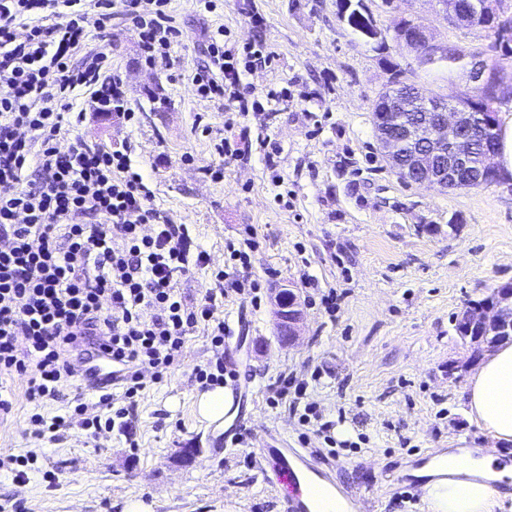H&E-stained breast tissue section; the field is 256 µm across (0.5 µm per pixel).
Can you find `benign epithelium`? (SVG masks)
Returning <instances> with one entry per match:
<instances>
[{
  "mask_svg": "<svg viewBox=\"0 0 512 512\" xmlns=\"http://www.w3.org/2000/svg\"><path fill=\"white\" fill-rule=\"evenodd\" d=\"M438 5L453 27L477 26L488 16L507 19L502 0H478L471 8L460 5L459 0H439ZM415 46L428 52L447 48L424 24L417 30ZM420 97L419 101L404 97L387 105L376 124L378 150L392 172L404 181L440 190L484 184L497 169L490 153L475 161V143L493 130L491 107L477 109L436 94L422 93ZM420 103L425 107L424 118L412 122L409 111ZM274 316L278 330L296 342L303 311L292 290L281 288L275 294ZM455 328L474 358L511 337L512 284L494 289L477 308L465 307L456 316Z\"/></svg>",
  "mask_w": 512,
  "mask_h": 512,
  "instance_id": "benign-epithelium-1",
  "label": "benign epithelium"
}]
</instances>
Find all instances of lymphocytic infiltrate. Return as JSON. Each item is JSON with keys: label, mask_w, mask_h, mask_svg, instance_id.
<instances>
[{"label": "lymphocytic infiltrate", "mask_w": 512, "mask_h": 512, "mask_svg": "<svg viewBox=\"0 0 512 512\" xmlns=\"http://www.w3.org/2000/svg\"><path fill=\"white\" fill-rule=\"evenodd\" d=\"M170 0H122L145 65L169 66L179 36ZM112 0H0V380L23 375L24 396L42 405L79 377L80 360L101 353L116 366L120 396L98 390L104 420L116 400L134 401L144 371L163 379L187 336L204 329L215 347L233 330L217 314L225 295L254 299L258 280L248 253L227 243L213 286L187 303L175 282L189 266L206 268V251L191 252L183 225L151 203L127 150L69 137V98L100 79L103 48L73 55L88 27L105 33ZM224 27L209 34L212 74L196 79L206 99L247 116L253 93L245 77L270 62L262 44L227 45ZM25 350H18V338Z\"/></svg>", "instance_id": "lymphocytic-infiltrate-1"}]
</instances>
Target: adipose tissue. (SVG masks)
Instances as JSON below:
<instances>
[{"instance_id":"ef3b65f1","label":"adipose tissue","mask_w":512,"mask_h":512,"mask_svg":"<svg viewBox=\"0 0 512 512\" xmlns=\"http://www.w3.org/2000/svg\"><path fill=\"white\" fill-rule=\"evenodd\" d=\"M471 419L498 443H512V343L488 353L467 389ZM498 448L479 455L438 456L423 468V499L430 512H494L500 484L512 481V466Z\"/></svg>"}]
</instances>
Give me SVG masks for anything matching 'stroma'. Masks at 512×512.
<instances>
[{"instance_id":"obj_1","label":"stroma","mask_w":512,"mask_h":512,"mask_svg":"<svg viewBox=\"0 0 512 512\" xmlns=\"http://www.w3.org/2000/svg\"><path fill=\"white\" fill-rule=\"evenodd\" d=\"M376 28L392 37L399 18L420 17L464 57L486 49L485 31L448 26L436 0H363ZM171 0L181 35L172 64L151 69L134 33L113 16L104 81L120 78L126 123L87 112L77 132L86 141L126 145L172 223L186 225L212 268L227 242L253 236L251 271L262 301L229 296L218 314L235 335L216 350L203 330L188 336L163 378H145L121 425L90 435L72 425L55 441L36 437L32 414L64 412L80 397L86 417L97 397L74 384L59 401L37 407L14 381L12 409L0 412V455H38L26 479L0 472V502L22 512H123L130 497L152 512H286L285 493L261 460L263 448H304L335 465L353 491L378 489L369 512H428L414 461L435 448L477 451L494 440L468 414V380L476 365L454 329L472 300L512 282V177L480 189L438 192L403 184L376 151L371 105L391 76L387 62L417 73L425 92L460 100L471 93L466 67L421 73L415 52L378 51L338 18L337 0ZM264 23L253 26L252 15ZM229 42L260 43L273 55L246 80L260 103L242 119L249 153L228 158L224 105L198 96L206 73V38L217 26ZM286 89L270 101L268 90ZM278 148L276 169L264 156ZM192 162H185V155ZM222 178H213V170ZM456 227H449L450 218ZM294 288L304 303L298 344L278 342L271 291ZM335 294L326 308L323 295ZM239 373L242 398L233 413L246 439L225 447L220 429L200 420L195 369L216 359ZM461 366L460 378L448 375ZM304 395L277 397L283 377ZM196 445L195 462H180ZM409 474L388 481L387 470Z\"/></svg>"}]
</instances>
